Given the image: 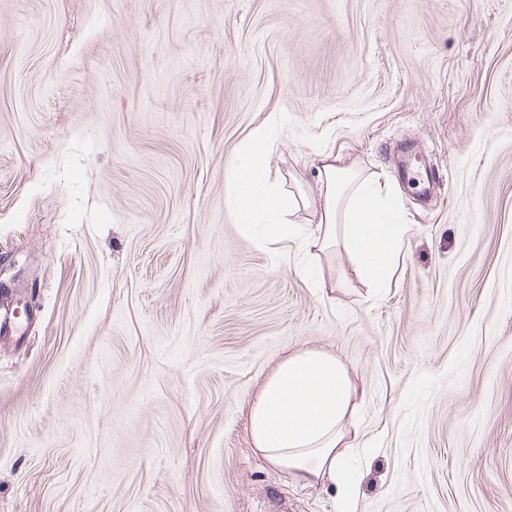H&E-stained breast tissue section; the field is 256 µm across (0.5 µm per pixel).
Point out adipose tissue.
Masks as SVG:
<instances>
[{
    "label": "adipose tissue",
    "mask_w": 512,
    "mask_h": 512,
    "mask_svg": "<svg viewBox=\"0 0 512 512\" xmlns=\"http://www.w3.org/2000/svg\"><path fill=\"white\" fill-rule=\"evenodd\" d=\"M266 128L241 145L229 168L231 192L244 227L268 221L266 238L306 236L307 246L324 252L334 246L352 256L363 280L384 285L403 243L399 201L375 174L346 164L339 154L319 155L312 184L280 201L265 177ZM312 213L313 230L283 222L282 210ZM357 390L335 356L301 349L281 359L262 382L249 412L251 445L271 464L311 485L330 484L342 504L354 497L343 468L344 427Z\"/></svg>",
    "instance_id": "1"
}]
</instances>
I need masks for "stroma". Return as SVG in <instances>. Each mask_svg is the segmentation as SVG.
Returning a JSON list of instances; mask_svg holds the SVG:
<instances>
[{
	"instance_id": "obj_1",
	"label": "stroma",
	"mask_w": 512,
	"mask_h": 512,
	"mask_svg": "<svg viewBox=\"0 0 512 512\" xmlns=\"http://www.w3.org/2000/svg\"><path fill=\"white\" fill-rule=\"evenodd\" d=\"M273 112L271 179L397 193L388 287L242 227ZM0 284V512H341L248 436L305 348L365 391L353 512H512V0H0Z\"/></svg>"
}]
</instances>
